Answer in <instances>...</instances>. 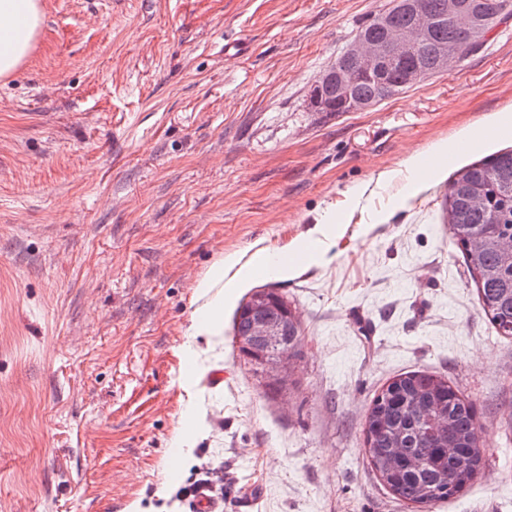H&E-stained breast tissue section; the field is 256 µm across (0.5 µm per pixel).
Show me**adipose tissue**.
<instances>
[{
    "label": "adipose tissue",
    "instance_id": "ef3b65f1",
    "mask_svg": "<svg viewBox=\"0 0 512 512\" xmlns=\"http://www.w3.org/2000/svg\"><path fill=\"white\" fill-rule=\"evenodd\" d=\"M43 20L41 0H0V77L5 78L26 61L30 55ZM448 168V142L439 140L428 151L413 152L395 168L379 171L377 183L397 186L398 196L418 191L423 176L440 177ZM239 255L223 254L197 282L196 291L206 297L205 306L193 313L192 336H209L215 330V314L219 303L211 291L224 279V274L237 266Z\"/></svg>",
    "mask_w": 512,
    "mask_h": 512
}]
</instances>
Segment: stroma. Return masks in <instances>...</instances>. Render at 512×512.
<instances>
[{"mask_svg":"<svg viewBox=\"0 0 512 512\" xmlns=\"http://www.w3.org/2000/svg\"><path fill=\"white\" fill-rule=\"evenodd\" d=\"M42 2L0 78V512H186L205 477L224 512H512V338L479 311L448 180L406 200L374 184L461 131L449 171L512 149V115L485 126L512 100V17L451 72L315 112L314 80L391 0ZM315 229L326 254L249 267ZM227 251L242 279L191 339L196 281ZM264 288L303 329L279 393L233 335ZM418 369L473 402L486 455L431 507L386 489L364 443L374 395Z\"/></svg>","mask_w":512,"mask_h":512,"instance_id":"35a3bbf8","label":"stroma"}]
</instances>
